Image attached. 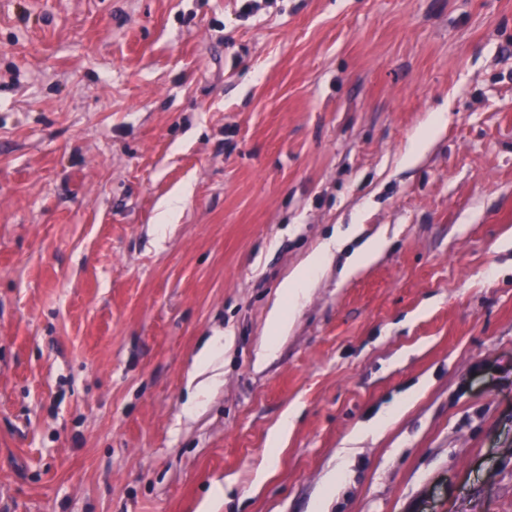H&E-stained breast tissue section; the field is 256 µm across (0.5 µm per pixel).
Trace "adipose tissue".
Instances as JSON below:
<instances>
[{
    "mask_svg": "<svg viewBox=\"0 0 512 512\" xmlns=\"http://www.w3.org/2000/svg\"><path fill=\"white\" fill-rule=\"evenodd\" d=\"M338 239H330L323 243L304 264L299 266L280 286V298L269 314V330L271 334L282 331L294 312L302 305L306 290L312 282L316 272L335 248Z\"/></svg>",
    "mask_w": 512,
    "mask_h": 512,
    "instance_id": "adipose-tissue-1",
    "label": "adipose tissue"
}]
</instances>
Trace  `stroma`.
Listing matches in <instances>:
<instances>
[{"mask_svg": "<svg viewBox=\"0 0 512 512\" xmlns=\"http://www.w3.org/2000/svg\"><path fill=\"white\" fill-rule=\"evenodd\" d=\"M240 10L0 0V512H512V0ZM444 122L445 116L443 112L431 113L426 125L411 137L409 148L403 160L409 161L413 155L421 148V146L439 131ZM339 240L331 237L329 241L323 243L317 252H315L304 264L299 266L294 272L280 285V298L274 305L269 314V331L271 335L266 343L268 352L274 347V336L282 331L294 312H296L306 297V289L312 282L316 272L336 246Z\"/></svg>", "mask_w": 512, "mask_h": 512, "instance_id": "35a3bbf8", "label": "stroma"}]
</instances>
